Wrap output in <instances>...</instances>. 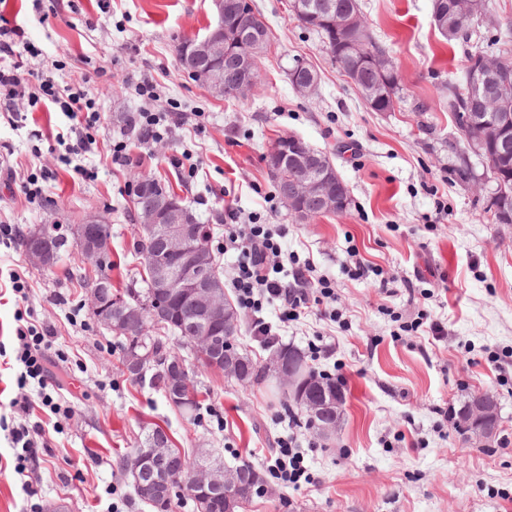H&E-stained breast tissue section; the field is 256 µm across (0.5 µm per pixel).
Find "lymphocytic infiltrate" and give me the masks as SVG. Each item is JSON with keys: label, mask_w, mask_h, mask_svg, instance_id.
<instances>
[{"label": "lymphocytic infiltrate", "mask_w": 512, "mask_h": 512, "mask_svg": "<svg viewBox=\"0 0 512 512\" xmlns=\"http://www.w3.org/2000/svg\"><path fill=\"white\" fill-rule=\"evenodd\" d=\"M16 46V41L6 38L4 29L0 28V57L7 60L6 66L0 67V112L14 120L22 117L15 103L19 91L32 87L39 78L38 73L28 68ZM44 94L50 103L58 105L71 119L67 129L57 132V141L66 144L74 155L88 153L94 143L91 131L98 126L101 115L94 111L86 91L61 78L46 86ZM188 123V117L180 112H151L144 109L135 116L133 130L137 140L147 145L160 140L171 127L181 128ZM224 247L244 256L232 278L241 309L256 313L264 300L275 299L279 302L283 321L299 318L300 308L308 297L307 288L312 282L310 275L314 267L311 262H304L292 280L280 278L282 248L274 229L268 224L225 225ZM15 339L14 356L8 364L18 372L20 392L11 398L9 405L17 412L27 414L39 404L48 408L51 414L50 419L40 421L34 428L20 426L10 432L11 442L19 450L14 472L21 489L30 495L35 488L29 479V465L37 460V440L58 429L56 417L61 407L45 392L52 363L51 338L30 329L17 331ZM32 380L40 388L39 395L35 397L24 392L27 382Z\"/></svg>", "instance_id": "f902f5d3"}]
</instances>
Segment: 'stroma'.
Returning a JSON list of instances; mask_svg holds the SVG:
<instances>
[{
  "instance_id": "stroma-1",
  "label": "stroma",
  "mask_w": 512,
  "mask_h": 512,
  "mask_svg": "<svg viewBox=\"0 0 512 512\" xmlns=\"http://www.w3.org/2000/svg\"><path fill=\"white\" fill-rule=\"evenodd\" d=\"M71 0L62 16L55 0L42 11L29 0H0V16L37 52L30 68L85 81L102 123L95 154L67 156L54 132L64 112L19 99L26 120L0 117V225L21 234L59 224L66 237L51 268L33 265L20 243L0 245V272H24L26 297L0 298V349L18 329L52 332L53 384L47 392L71 416L46 437L34 479L22 492L17 451L0 430V512H151L121 469L154 426L192 458L243 459L261 470L268 491L242 512H512V224L492 223L477 194L449 176L448 141L456 137L448 83L459 74L464 44H446L431 20V0H359L361 12L403 78L394 111H371L338 70L318 34L300 25L291 0H255L268 26L260 77L245 99L212 97L190 80L178 44L204 35L209 0ZM302 62L318 74L317 95L295 92L288 71ZM157 84L143 100L140 75ZM188 113L201 127L172 130L150 147L133 146L134 161L113 169L106 155L124 136V116L141 109ZM283 134L325 152L350 194L339 215L302 222L276 194L263 159ZM201 158L199 175L176 159ZM168 178L212 230L225 279L237 265L224 249L221 191H229L242 224H271L282 233L285 272L313 261L330 281L337 320L310 304L281 322L276 303L261 318L279 340L300 348L323 373L341 380L346 403L331 439L291 419L272 403L270 385L242 387L188 360L204 406L181 414L163 394L136 383L122 366L120 340L88 304L95 272L69 238L88 212L112 226V281L138 288V225L129 188L134 172ZM37 174L42 191L25 197L19 184ZM369 270L354 277L355 261ZM480 392L497 395L503 430L488 448L462 439L454 410ZM289 449L304 458L309 478L278 479L272 460Z\"/></svg>"
}]
</instances>
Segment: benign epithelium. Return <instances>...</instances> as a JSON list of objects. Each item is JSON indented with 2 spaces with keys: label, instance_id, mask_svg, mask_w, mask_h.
<instances>
[{
  "label": "benign epithelium",
  "instance_id": "1",
  "mask_svg": "<svg viewBox=\"0 0 512 512\" xmlns=\"http://www.w3.org/2000/svg\"><path fill=\"white\" fill-rule=\"evenodd\" d=\"M250 7L248 0H211L214 23L210 31L198 38L193 45L182 50L179 64L195 81L215 97H224L230 86L245 92L254 87L257 77L255 55L265 47V38L251 29H237L224 36V16L244 13ZM294 14L302 24H322L333 40L326 41L329 49L336 48V37L355 26L356 16L324 2L314 4L309 0H293ZM478 73L474 77L472 92L487 101L503 95L505 86L488 81V77L512 70V63L497 57L482 55L477 60ZM292 86L300 95H309L315 88L313 78L306 74L304 64H298L292 76ZM270 167L284 177L282 201L300 221H310L322 213H343L349 200L338 172L327 156H317L303 139L288 135L280 145L266 153ZM147 180L132 182L136 194L139 231L151 238L149 253L153 268L152 288L169 297L184 319L183 334L204 349L208 368L232 371L237 358L233 349L224 345V331H232L235 324L224 323V298L216 289V267L213 264L211 243L202 240L197 218L188 206L163 194L144 191ZM490 215L508 224L507 193L501 183L491 190ZM104 220L95 213H88L79 223L72 225L71 232L86 259L94 268L105 263L109 243L102 236L99 225ZM24 252L31 263L48 268L57 258L52 246L48 227L39 225L31 230L25 241ZM89 302L95 317L111 331L119 333L143 325L149 319L155 325H163L169 318L170 309L155 308L150 300L141 298L126 300L112 295L103 281L92 283ZM149 365L145 357L131 352L126 373L140 378ZM166 395L170 404H184L190 400L183 390L188 376L184 361L174 356L164 362ZM268 370L277 376L288 377V384L299 382L300 371L286 368L284 360L275 356L270 359ZM307 412L312 419L320 418L322 433L335 427L342 402H335L326 392L313 387L304 398ZM461 432L480 447H488L496 438L500 421L493 397L486 393L474 394L465 402L463 418L456 421ZM139 464L132 469L139 492L147 499L164 501L171 493L172 481L184 470L183 458L176 456L169 441L158 440L139 451ZM247 475L238 470H226L222 463L202 462L192 476L194 494L221 497L234 491Z\"/></svg>",
  "mask_w": 512,
  "mask_h": 512
}]
</instances>
